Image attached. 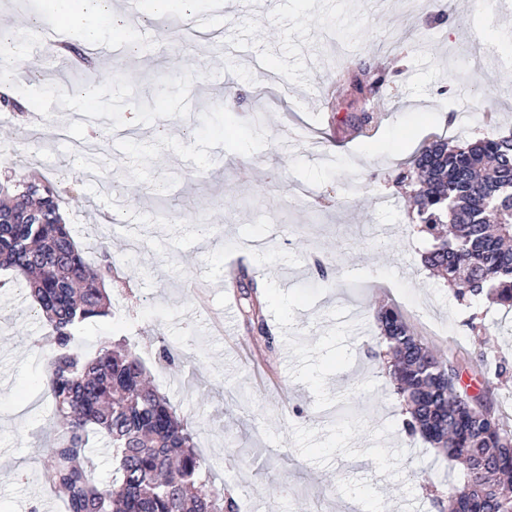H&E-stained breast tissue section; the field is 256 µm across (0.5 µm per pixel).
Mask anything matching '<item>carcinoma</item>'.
Masks as SVG:
<instances>
[{"instance_id":"obj_1","label":"carcinoma","mask_w":512,"mask_h":512,"mask_svg":"<svg viewBox=\"0 0 512 512\" xmlns=\"http://www.w3.org/2000/svg\"><path fill=\"white\" fill-rule=\"evenodd\" d=\"M58 46L98 73L80 35ZM385 74L354 78L363 106L346 124L374 122L371 100ZM65 179L33 173L0 182V215L37 214L36 224L0 223V269L23 278L49 323L45 367L56 425L41 460L44 484L65 512H235L224 485L202 476L196 434L151 385L140 355L106 338L92 355L78 347L82 324L112 315L105 284L119 278L107 246L96 267L85 260L60 211ZM412 187L417 232L431 239L426 268L471 306L487 294L512 310V136L446 139L421 147L396 183ZM379 357L405 407L404 429L451 460L463 478L448 492V512H512V427L481 394L462 385L459 368L432 350L397 309L380 306ZM112 454V479L93 475L95 440Z\"/></svg>"}]
</instances>
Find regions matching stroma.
Segmentation results:
<instances>
[{"label":"stroma","instance_id":"stroma-1","mask_svg":"<svg viewBox=\"0 0 512 512\" xmlns=\"http://www.w3.org/2000/svg\"><path fill=\"white\" fill-rule=\"evenodd\" d=\"M232 13L226 0L146 4L144 23L80 15L75 27L103 58L92 150L71 120L83 99L66 91L44 42L21 56L39 83L5 85L20 114L0 109V178L67 170L76 192L61 207L88 259L107 242L121 269L112 315L86 324L85 351L126 339L147 359L155 386L192 421L201 455L239 512H448L462 469L403 430L405 415L383 362L371 352L375 310L397 308L443 357L512 415V311L483 302L490 333L474 334L468 309L423 266L426 244L393 179L435 137L512 133V10L487 0H261ZM59 0H0V29L22 37ZM218 36L172 38L164 13L185 23L215 12ZM270 63L265 84L254 58ZM382 70L372 136L345 116L361 109L346 79ZM64 137L45 141L50 124ZM246 255L262 288L273 344L254 337L252 297L229 275ZM329 268L316 287L315 263ZM44 318L22 281L0 271V512H61L40 476L53 424L43 380ZM168 343L174 360L153 357ZM364 414L337 421L341 404Z\"/></svg>","mask_w":512,"mask_h":512}]
</instances>
